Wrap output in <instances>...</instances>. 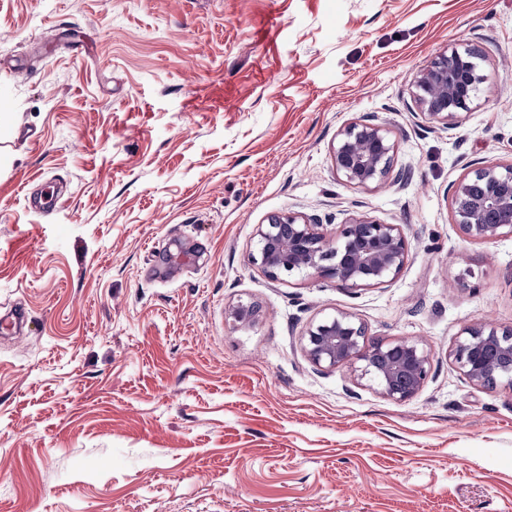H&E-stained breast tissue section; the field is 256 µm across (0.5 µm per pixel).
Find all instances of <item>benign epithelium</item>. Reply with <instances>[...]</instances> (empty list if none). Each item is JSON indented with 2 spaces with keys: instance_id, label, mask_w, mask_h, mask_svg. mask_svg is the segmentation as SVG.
<instances>
[{
  "instance_id": "7a95c632",
  "label": "benign epithelium",
  "mask_w": 512,
  "mask_h": 512,
  "mask_svg": "<svg viewBox=\"0 0 512 512\" xmlns=\"http://www.w3.org/2000/svg\"><path fill=\"white\" fill-rule=\"evenodd\" d=\"M476 47L452 48L422 68L412 96L423 114L451 128L470 109L485 75ZM396 142L389 128L361 116L338 133L332 148L337 177L349 186L373 189L387 182L404 184L406 170L394 168ZM455 223L469 237L491 241L512 237V163L474 170L453 189ZM322 225L295 212L274 214L258 229L254 263L272 279L293 274L333 279L361 290L393 281L409 258V243L399 224L360 217L340 225L336 241L320 232ZM256 306L229 310L234 323L247 325ZM303 350L318 368H353L393 401L413 398L430 372V351L419 341H370L365 324L346 312L312 324L303 336ZM450 357L475 386L512 390V328L491 323L466 326Z\"/></svg>"
}]
</instances>
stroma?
I'll use <instances>...</instances> for the list:
<instances>
[{"label":"stroma","instance_id":"35a3bbf8","mask_svg":"<svg viewBox=\"0 0 512 512\" xmlns=\"http://www.w3.org/2000/svg\"><path fill=\"white\" fill-rule=\"evenodd\" d=\"M466 45L485 81L449 130L413 82ZM1 111L0 316L27 322L0 325V512H512V390L448 356L466 325L512 327V238L451 208L512 163V0H0ZM363 115L407 186L337 178ZM287 211L330 240L402 225L409 260L357 291L271 279L257 228ZM339 311L430 350L415 397L306 360Z\"/></svg>","mask_w":512,"mask_h":512}]
</instances>
